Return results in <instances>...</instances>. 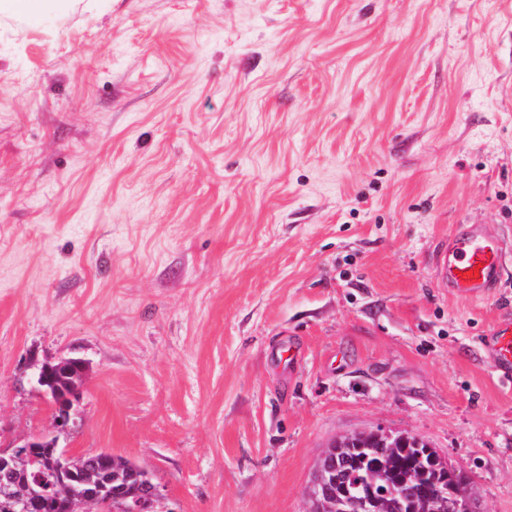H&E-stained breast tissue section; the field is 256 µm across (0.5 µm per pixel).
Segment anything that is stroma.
Here are the masks:
<instances>
[{"label": "stroma", "mask_w": 512, "mask_h": 512, "mask_svg": "<svg viewBox=\"0 0 512 512\" xmlns=\"http://www.w3.org/2000/svg\"><path fill=\"white\" fill-rule=\"evenodd\" d=\"M465 224L512 255V0H52L0 18V442L92 372L76 453L178 512H305L328 442L428 441L512 512V315L439 287ZM490 351L499 382L512 386V317L501 319L491 333ZM74 361H67L64 363L55 362L51 365V361H39L34 356H30L25 360L22 366L23 376H28L29 380L34 383V388L40 394L47 404L52 407L53 412H57L60 405L56 403L57 392L60 397L64 398L66 395H71L77 385L81 384L85 376L81 365L75 361L85 363L82 358L66 357ZM51 365V366H50ZM49 368V380L51 385L57 391L48 386L44 378L43 368ZM82 372V375L80 374Z\"/></svg>", "instance_id": "stroma-1"}]
</instances>
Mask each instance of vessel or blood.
<instances>
[{
	"label": "vessel or blood",
	"instance_id": "vessel-or-blood-1",
	"mask_svg": "<svg viewBox=\"0 0 512 512\" xmlns=\"http://www.w3.org/2000/svg\"><path fill=\"white\" fill-rule=\"evenodd\" d=\"M434 269L441 287L471 298L485 297L503 275L499 239L481 225H467L441 244ZM490 351L499 382L512 386V317L501 319L492 331Z\"/></svg>",
	"mask_w": 512,
	"mask_h": 512
}]
</instances>
